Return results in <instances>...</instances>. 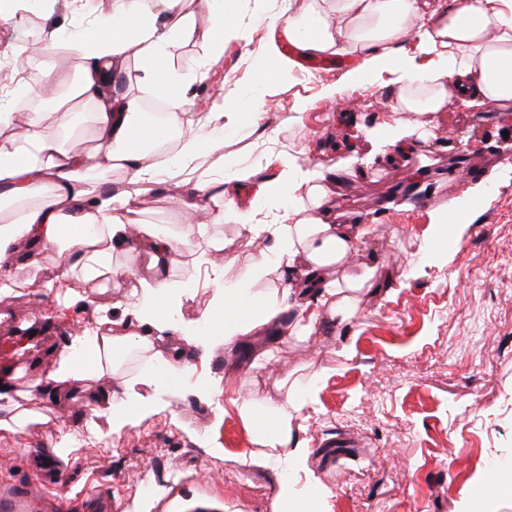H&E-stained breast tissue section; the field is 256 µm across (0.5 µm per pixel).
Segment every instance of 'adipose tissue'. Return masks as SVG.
I'll return each instance as SVG.
<instances>
[{
	"mask_svg": "<svg viewBox=\"0 0 512 512\" xmlns=\"http://www.w3.org/2000/svg\"><path fill=\"white\" fill-rule=\"evenodd\" d=\"M501 2L468 0L465 6L446 8L440 0H333L326 10L312 0L304 16H288L278 23V34L267 41L263 54L288 64L280 47L290 41L312 54L354 53L370 65L393 68L404 76L397 107L407 112H439L451 98L512 112V8L501 9ZM234 10V0H108L97 30L72 32L56 23L44 25L36 52L65 50L73 69L63 81L43 72L36 85L23 91L54 109V123L45 125L43 113L31 112L21 128L10 115H0V266L8 278L25 273L26 286L40 298L49 296L57 283L83 300L104 279L130 286L118 305L132 331L80 340L98 365H110L125 350L150 349L153 337L180 333L173 313L187 290L173 279L175 258L197 242L213 244V225L223 223L225 210H236L234 192L247 185L253 188L255 212L282 206L287 221L272 227L244 224V233L254 241L273 233L277 247L271 253L260 251L240 270L239 287L214 290L211 305L219 317L212 335L186 337V344L210 353L260 328L278 326L295 294L286 282L294 273L319 284L320 303L342 318L350 314L353 293L375 276L371 267L359 276L343 272L369 235V225L334 223L317 189L307 205L296 206L299 194L318 174L301 168L288 153L279 154L281 170L272 181L251 185L253 171L234 168L223 181L198 182L194 196L174 199V206L193 211L198 199L216 195L224 197L225 209L210 223L183 224L174 233H161L145 222L139 194L103 189L101 175L115 170L133 184L185 171L211 141L204 125L223 129V113L201 121L181 111L184 89L196 73L190 66L172 67L170 49L194 40L206 44L212 56H222ZM304 27L309 36H301ZM410 29L421 47L438 59L428 73L413 71L397 47ZM119 75L134 82L135 91L109 92ZM146 91L165 98L169 111L163 118L146 119ZM79 104L91 109V157L63 143ZM49 252L57 253L60 262L48 279L41 258ZM141 261L149 273L138 277L133 267ZM335 267L341 277L326 279L324 270ZM260 276L275 277L279 288L263 295L250 292L249 282ZM102 401L118 426L131 424L152 407L123 381L102 398L85 400L84 406L95 415ZM238 409L266 448L253 458V465L279 462L277 450L287 445L292 433L288 416L274 419L267 428L256 422L255 401H241Z\"/></svg>",
	"mask_w": 512,
	"mask_h": 512,
	"instance_id": "1",
	"label": "adipose tissue"
}]
</instances>
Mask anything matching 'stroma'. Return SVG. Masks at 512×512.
Segmentation results:
<instances>
[{
    "label": "stroma",
    "mask_w": 512,
    "mask_h": 512,
    "mask_svg": "<svg viewBox=\"0 0 512 512\" xmlns=\"http://www.w3.org/2000/svg\"><path fill=\"white\" fill-rule=\"evenodd\" d=\"M309 4L239 0L231 22L240 37L221 58L195 41L173 48L175 66H196L183 111L238 112L194 165L212 178L255 167L273 180L285 151L322 171L335 223L371 227L348 273L373 265L380 282L344 320L310 303L320 318L307 339L290 334L299 312L292 306L278 335L243 337L212 355L188 348L175 390L155 379L159 357L176 342L166 336L115 371L57 383L52 396L35 380L78 337L119 321L124 291L106 286L64 319L56 301L35 300L27 287L1 293L0 380L45 421L0 432V483L30 490L37 512H54L61 499L82 512V493L110 495L114 512H163L175 486L183 512H197L203 495L212 512H512V114L452 100L405 141L387 139L415 120L395 108L398 73L379 71L354 87L357 55L298 48L285 71L261 57L271 18L303 15ZM28 49L23 18L0 22V113L17 101L25 66L71 68L66 53L32 57ZM259 85L260 104L246 105ZM190 191L179 175L152 184L147 220L162 232L184 224L169 201ZM215 233L223 255L200 262L193 248L174 271L192 291L176 316L190 336L213 329L202 317L213 280L235 286L239 267L275 244L267 235L248 245L233 215ZM228 255L234 265H225ZM121 380L154 412L121 428L106 409L88 420L84 400ZM204 384L214 387L206 398ZM244 399L288 407L301 463L251 465L264 448L238 414ZM67 432L75 445L62 481L49 459ZM285 479L294 489L286 500Z\"/></svg>",
    "instance_id": "stroma-1"
}]
</instances>
